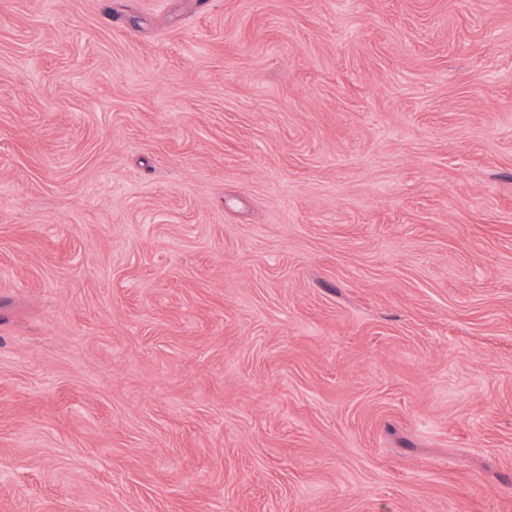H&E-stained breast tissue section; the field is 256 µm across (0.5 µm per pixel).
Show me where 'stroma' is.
Instances as JSON below:
<instances>
[{"label":"stroma","instance_id":"35a3bbf8","mask_svg":"<svg viewBox=\"0 0 512 512\" xmlns=\"http://www.w3.org/2000/svg\"><path fill=\"white\" fill-rule=\"evenodd\" d=\"M0 512H512V0H0Z\"/></svg>","mask_w":512,"mask_h":512}]
</instances>
